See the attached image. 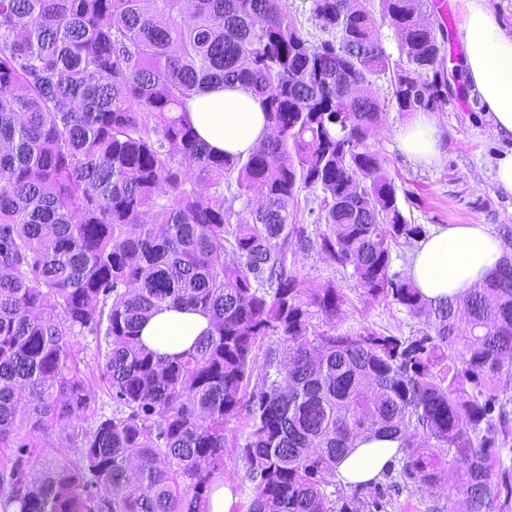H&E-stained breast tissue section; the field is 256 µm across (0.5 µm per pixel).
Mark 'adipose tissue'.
Wrapping results in <instances>:
<instances>
[{
  "mask_svg": "<svg viewBox=\"0 0 512 512\" xmlns=\"http://www.w3.org/2000/svg\"><path fill=\"white\" fill-rule=\"evenodd\" d=\"M462 36V71L469 91L490 113L493 134L512 139V34L502 29L484 0H465ZM186 117L217 154H248L269 133L260 98L239 86L194 94L186 102ZM395 137L401 151L421 165L436 164L445 151L443 131L427 112L416 113ZM505 252L487 225L438 226L413 252L408 276L424 299L435 303L481 285ZM210 327L204 314L167 308L149 318L140 336L149 348L171 355L191 347ZM402 444L398 434L358 436L336 465L337 481L346 487L381 481L392 460L400 457Z\"/></svg>",
  "mask_w": 512,
  "mask_h": 512,
  "instance_id": "obj_1",
  "label": "adipose tissue"
}]
</instances>
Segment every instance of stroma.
<instances>
[{
    "instance_id": "1",
    "label": "stroma",
    "mask_w": 512,
    "mask_h": 512,
    "mask_svg": "<svg viewBox=\"0 0 512 512\" xmlns=\"http://www.w3.org/2000/svg\"><path fill=\"white\" fill-rule=\"evenodd\" d=\"M448 4L455 5L457 13L465 11V0H426L423 9L429 22H443L447 31L444 72L448 98L434 114L446 138L444 155L429 167L408 159L397 146L395 131L410 115L394 109L387 113L370 142L384 158L383 171L395 181L409 222L427 232L440 225L476 223L494 230L502 224L512 225V195L501 192L494 182L496 162L512 153V142L491 134L487 112L470 96L459 74L465 43L460 23L449 22L444 11ZM294 260V271L304 287L333 284L344 292L346 304L342 318L336 322L338 331L356 334L371 329L386 335L416 336L423 330L422 320L411 317L401 306L368 295L351 268L341 267L314 250L296 252ZM73 344L99 406L111 409L107 375L103 362L95 356L93 337H74Z\"/></svg>"
}]
</instances>
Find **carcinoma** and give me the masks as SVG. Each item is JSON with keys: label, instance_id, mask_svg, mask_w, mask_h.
Segmentation results:
<instances>
[{"label": "carcinoma", "instance_id": "cac0c4a2", "mask_svg": "<svg viewBox=\"0 0 512 512\" xmlns=\"http://www.w3.org/2000/svg\"><path fill=\"white\" fill-rule=\"evenodd\" d=\"M422 2L310 0L314 44L281 0H0V512H210L228 452L246 512H385L383 483L346 495L335 474L376 431L403 435L391 485L448 476L426 512H512V260L435 305L391 271L392 245L425 232L369 137L391 107L447 100ZM219 81L262 100L270 133L245 157L211 153L184 116ZM303 191L314 241L288 210ZM306 247L427 329L336 332L344 293L288 264ZM163 305L212 329L162 356L139 333ZM85 334L108 414L73 350ZM74 421L61 459L35 458Z\"/></svg>", "mask_w": 512, "mask_h": 512}]
</instances>
